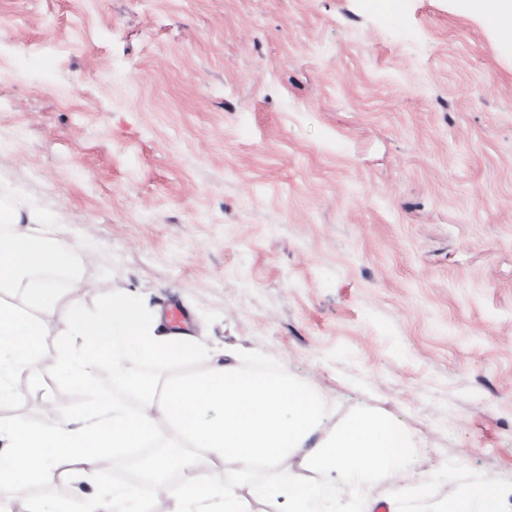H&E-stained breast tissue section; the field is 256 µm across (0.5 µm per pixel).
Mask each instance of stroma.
<instances>
[{
	"label": "stroma",
	"mask_w": 512,
	"mask_h": 512,
	"mask_svg": "<svg viewBox=\"0 0 512 512\" xmlns=\"http://www.w3.org/2000/svg\"><path fill=\"white\" fill-rule=\"evenodd\" d=\"M0 194L76 243L86 310L185 314L200 354L156 380L285 366L318 436L363 411L412 435L368 506L491 475L512 512V38L465 0H0ZM70 300L1 421L87 411L57 369ZM128 461L0 512H79Z\"/></svg>",
	"instance_id": "1"
}]
</instances>
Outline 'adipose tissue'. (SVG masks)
<instances>
[{"mask_svg":"<svg viewBox=\"0 0 512 512\" xmlns=\"http://www.w3.org/2000/svg\"><path fill=\"white\" fill-rule=\"evenodd\" d=\"M10 222L14 233L0 235V288L24 289L27 308L44 309L54 302L56 286L34 276L62 270L70 294L79 295L83 283L73 246L61 237L32 240L20 215H12ZM26 310L0 302V403L15 395L12 374L34 367L47 332V323L27 316ZM160 324L158 315L123 293L106 296L94 313L71 302L70 341L58 355V368L90 386L95 411L83 418L66 415L41 429L1 424L0 485L13 483L21 472L35 479L59 468L93 481L109 449L140 447L161 424L167 428L168 449L151 458L150 471L163 478L178 467L194 475L180 506H171V493H164L165 512H185V504L216 497L224 512H248L235 487L260 471L287 475V484H270L269 491L275 499L288 496L294 512H327L337 490L358 493L369 479L411 459L414 444L408 433L381 414L364 412L338 425L303 458L305 466L335 474V483L312 487L300 482L289 468L320 423L323 408L317 395L291 380L286 370L255 373L219 361L206 372L161 386L133 376L131 362L173 365L194 355L190 337L157 335ZM107 361L113 381L124 384L135 403L92 388L95 372ZM218 466L224 471L219 483L212 477ZM444 512H501L495 478L485 477L476 487L461 483Z\"/></svg>","mask_w":512,"mask_h":512,"instance_id":"adipose-tissue-1","label":"adipose tissue"}]
</instances>
